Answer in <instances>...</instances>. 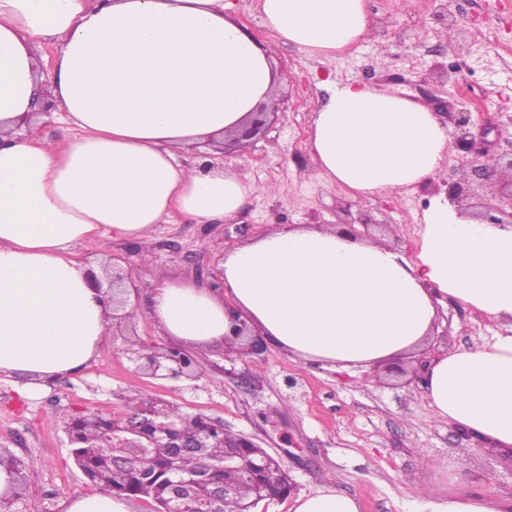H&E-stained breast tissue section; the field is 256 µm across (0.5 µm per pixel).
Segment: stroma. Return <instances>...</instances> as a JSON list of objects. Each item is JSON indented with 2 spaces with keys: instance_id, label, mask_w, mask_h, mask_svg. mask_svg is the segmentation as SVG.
Segmentation results:
<instances>
[{
  "instance_id": "stroma-1",
  "label": "stroma",
  "mask_w": 512,
  "mask_h": 512,
  "mask_svg": "<svg viewBox=\"0 0 512 512\" xmlns=\"http://www.w3.org/2000/svg\"><path fill=\"white\" fill-rule=\"evenodd\" d=\"M233 14L259 41L270 44L283 77L276 93L285 109L270 119L268 132L243 150L228 153L205 142L189 158H226L255 186L237 223L160 224L142 239L102 236L77 247L87 263L111 254H139L134 268L142 297L134 319L138 342L161 348V335L145 302L155 281L194 277L183 254L216 264L223 250L259 237L280 224H326L353 230L414 256L423 212L435 185L387 198L351 197L334 185L303 179L308 164L310 116L331 82H356L406 97L438 112L451 135L458 112L471 115L470 137L488 165L512 158V0H454L452 15L440 0H369V39L337 58L321 62L298 48L274 42L263 26L258 0H232ZM457 69L455 81H438L434 70ZM181 258H173L169 244ZM486 316L443 301L425 351L434 357L489 337ZM193 378L148 377L136 372L123 337L109 339L82 372L56 378L41 394L21 398L0 381V448L36 459L21 485L32 512H63L74 492L88 491L67 447L64 421L75 411L121 414L134 399L150 397L223 420L226 430L250 437L281 458L297 494L326 486L355 497L360 512H413L419 486L436 490L466 486L497 498H512V467L497 453L452 424L434 421L409 360L383 381L295 359L274 345L258 355H226L196 349ZM294 378L288 388L285 378Z\"/></svg>"
}]
</instances>
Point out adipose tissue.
Wrapping results in <instances>:
<instances>
[{"instance_id": "adipose-tissue-1", "label": "adipose tissue", "mask_w": 512, "mask_h": 512, "mask_svg": "<svg viewBox=\"0 0 512 512\" xmlns=\"http://www.w3.org/2000/svg\"><path fill=\"white\" fill-rule=\"evenodd\" d=\"M275 41L331 58L365 41L367 0H260ZM231 0H0V126L41 96L74 130L68 145L0 134V376L20 395L83 370L112 334V301L88 282L77 246L140 239L182 217L235 221L254 185L181 154L240 125L279 74ZM55 44L51 84L42 49ZM450 137L436 112L357 83L332 84L306 143L312 179L385 197L438 179ZM408 258L333 228L292 224L226 251L224 289L162 280L148 309L159 331L224 347L237 312L305 361L372 372L427 346L444 296L486 315L490 340L426 362L436 420L486 441L512 465V224L461 215L447 197L423 215ZM294 512H360L336 488L299 495ZM414 512H512V499L426 490Z\"/></svg>"}]
</instances>
